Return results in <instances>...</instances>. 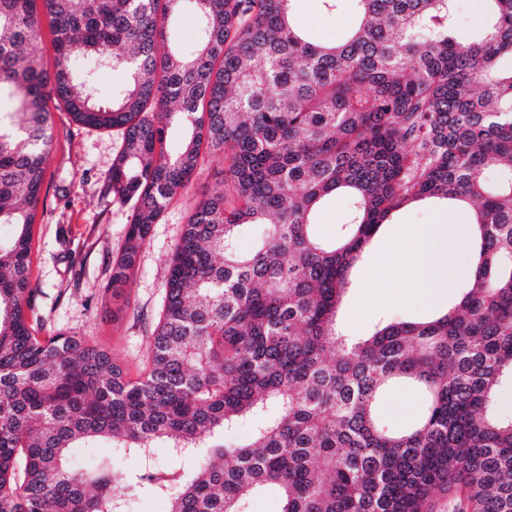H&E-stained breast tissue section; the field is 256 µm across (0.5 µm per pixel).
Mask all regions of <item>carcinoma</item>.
Here are the masks:
<instances>
[{
  "instance_id": "cac0c4a2",
  "label": "carcinoma",
  "mask_w": 512,
  "mask_h": 512,
  "mask_svg": "<svg viewBox=\"0 0 512 512\" xmlns=\"http://www.w3.org/2000/svg\"><path fill=\"white\" fill-rule=\"evenodd\" d=\"M292 2L0 0V224L16 228L0 241V512H128L130 492L168 512H246L269 489L280 512H432L435 493L458 489L464 512H512V415L499 411L512 380V0H484L465 35L456 0H351L333 43L302 29ZM185 10L189 45L172 31ZM116 71L126 86L105 99ZM53 108L123 131L108 191L134 207L113 288L204 153L224 155L221 188L194 204L169 261L135 379L36 312ZM173 127L185 135L171 155ZM337 195L347 211L323 239L316 217ZM420 201L473 205L476 266L460 301L343 339L352 269ZM244 224L258 231L249 251ZM395 384L423 406L394 430L376 408ZM245 422L247 441L226 440ZM101 442L140 467L70 468L71 449ZM159 443L183 465L156 467Z\"/></svg>"
}]
</instances>
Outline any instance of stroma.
Wrapping results in <instances>:
<instances>
[{
	"label": "stroma",
	"instance_id": "obj_1",
	"mask_svg": "<svg viewBox=\"0 0 512 512\" xmlns=\"http://www.w3.org/2000/svg\"><path fill=\"white\" fill-rule=\"evenodd\" d=\"M293 8L301 27L321 42L339 40L352 21L349 8L328 16L318 0H294ZM122 142L120 130L79 126L67 113L55 112L51 154L34 220L30 281L47 327L94 339L135 374L148 356L163 304L167 261L196 200L219 187L224 160L209 156L201 162L189 187L154 224L133 279L114 288L112 265L123 248L132 213L131 204L106 190ZM367 292L362 275H355L338 318L347 335L360 338L380 321L428 314L427 308L402 303L399 287L393 288L391 302L365 311L361 303ZM420 410L416 392L394 388L381 400L378 414L386 426L402 427Z\"/></svg>",
	"mask_w": 512,
	"mask_h": 512
}]
</instances>
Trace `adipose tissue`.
<instances>
[{
	"label": "adipose tissue",
	"instance_id": "ef3b65f1",
	"mask_svg": "<svg viewBox=\"0 0 512 512\" xmlns=\"http://www.w3.org/2000/svg\"><path fill=\"white\" fill-rule=\"evenodd\" d=\"M471 247L457 214L440 212L430 224H405L365 268L364 280L374 288L398 283L412 301L435 306L450 288L459 263H471Z\"/></svg>",
	"mask_w": 512,
	"mask_h": 512
}]
</instances>
